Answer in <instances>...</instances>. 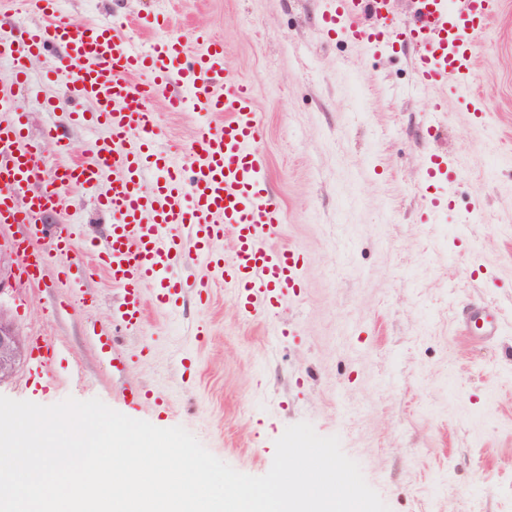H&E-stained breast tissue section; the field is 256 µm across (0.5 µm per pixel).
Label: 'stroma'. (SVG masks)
I'll list each match as a JSON object with an SVG mask.
<instances>
[{
  "mask_svg": "<svg viewBox=\"0 0 512 512\" xmlns=\"http://www.w3.org/2000/svg\"><path fill=\"white\" fill-rule=\"evenodd\" d=\"M70 21L109 17L140 45L136 22L158 11L189 50L199 35L223 41L236 76L260 114L258 149L283 212L272 246L305 258L300 296L271 310L243 312L223 280L210 300L185 297L161 308L155 289L141 299L146 318L121 325L122 290L100 272L76 286L73 306L53 284L18 275L0 308L23 338L48 337L58 360L48 395L26 386L29 363L0 383V395L52 405L102 400L159 428L180 426L235 470L266 474L288 426L310 423L339 437L343 452L389 512H512V0H500L478 51L472 93L485 114L473 123L453 92L413 84L410 51L378 55L320 33L323 0H64ZM32 63L35 94L20 107L28 137L50 165L60 162L47 131L58 127L71 158L91 133L48 102L67 97ZM445 111H436L437 102ZM164 145L188 167L200 109L168 110L157 100ZM459 163L453 209L421 223L434 189L423 186L431 156ZM478 222L467 224L469 211ZM74 225L69 253L51 267L92 257L112 228L92 191L72 188L63 213L46 225ZM494 312L496 336H468L473 311ZM112 337L125 357L113 368L97 341ZM163 398L131 408L126 388Z\"/></svg>",
  "mask_w": 512,
  "mask_h": 512,
  "instance_id": "stroma-1",
  "label": "stroma"
}]
</instances>
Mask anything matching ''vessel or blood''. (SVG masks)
Masks as SVG:
<instances>
[{
    "label": "vessel or blood",
    "instance_id": "b4317fda",
    "mask_svg": "<svg viewBox=\"0 0 512 512\" xmlns=\"http://www.w3.org/2000/svg\"><path fill=\"white\" fill-rule=\"evenodd\" d=\"M42 21L18 25L0 39V56L12 59V70L0 78V223L25 224L44 231L54 250L70 249V225L41 229L39 221L58 210L65 189L97 188L104 172L112 183L99 198L114 218L111 233L95 246L96 265L124 291L117 317L126 328L143 319L141 289L155 287V302L176 306L183 293L199 303L209 298L210 283L181 273L187 263L179 227H188L197 257L220 272L243 311L274 306L297 286L301 264L296 250L269 251L267 240L282 224L271 197L258 150L261 124L248 85L232 72L221 41L202 37L196 53H188L180 36L165 32L166 17H146L148 27L162 35L148 46L138 45L112 19L93 20L76 27L59 8V0H27ZM494 13V0H414L413 15L404 24L390 16V0H326L323 33L343 36L375 51L394 44L412 46V68L419 85L471 91L474 52ZM43 58L49 80L66 81V110L72 123L109 130L104 140L92 141L89 160L64 165L57 179L37 145L28 143L18 97L30 92L28 72L33 59ZM148 82H136L140 73ZM161 98L170 110L189 102L220 112L223 122L204 126L192 145L190 169L173 165L159 143L156 112L149 104ZM95 104L92 112L82 111ZM154 167L151 191H144L143 173ZM443 178L455 185L459 172L451 160L427 167L424 182ZM236 231L230 255L214 248L226 227ZM19 273L39 281L47 263L45 253L15 244ZM34 384L51 393L55 351L43 337L32 340Z\"/></svg>",
    "mask_w": 512,
    "mask_h": 512
}]
</instances>
